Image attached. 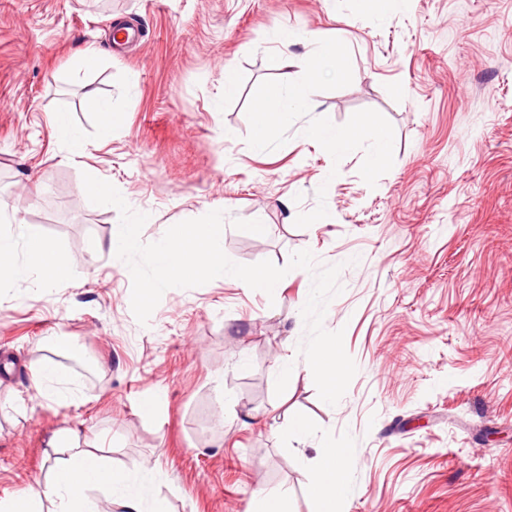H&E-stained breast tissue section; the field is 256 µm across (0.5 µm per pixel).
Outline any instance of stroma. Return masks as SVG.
<instances>
[{
    "label": "stroma",
    "instance_id": "35a3bbf8",
    "mask_svg": "<svg viewBox=\"0 0 512 512\" xmlns=\"http://www.w3.org/2000/svg\"><path fill=\"white\" fill-rule=\"evenodd\" d=\"M277 28L293 55L315 34L343 45L334 74L268 70ZM87 49L97 67H79ZM287 82L314 107L254 150V110ZM92 96L122 114L109 140ZM57 112L81 144L56 136ZM360 120L390 134L374 170L367 132L342 155L305 135ZM90 179L122 208L84 194ZM0 210L77 271L0 287V497L44 479L68 427L108 432L116 466L158 469L170 512H247L263 490L314 512L307 461L328 440L350 471L339 512H512V0H0ZM213 210L234 262L341 265L323 326L357 372L336 405L298 351L305 270L271 296L231 276L171 288L135 318L103 243L144 215L152 243ZM49 336L82 348L56 358L77 403L33 396Z\"/></svg>",
    "mask_w": 512,
    "mask_h": 512
}]
</instances>
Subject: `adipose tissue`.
Here are the masks:
<instances>
[{
	"mask_svg": "<svg viewBox=\"0 0 512 512\" xmlns=\"http://www.w3.org/2000/svg\"><path fill=\"white\" fill-rule=\"evenodd\" d=\"M310 106L307 84L270 86L255 110L254 146L265 144L271 126L286 112H304ZM35 271L52 279H67L73 276L74 267L64 260L54 241L26 225L0 233V286L17 284ZM46 348V354L31 365L36 398L58 404L77 401V391L60 379L53 355L77 354L80 346L68 337L51 336ZM49 445L56 450L49 477L22 492L0 498V512H42L46 503L52 504V512H99L96 501L88 496L92 490L100 492L109 503L118 504L121 512H169L165 499L149 494L158 477L157 470L145 468L132 473L113 467L102 456L82 447L66 427L53 434ZM314 471L312 494L317 512H336L349 485L343 450L334 443H324L318 450Z\"/></svg>",
	"mask_w": 512,
	"mask_h": 512,
	"instance_id": "adipose-tissue-1",
	"label": "adipose tissue"
}]
</instances>
